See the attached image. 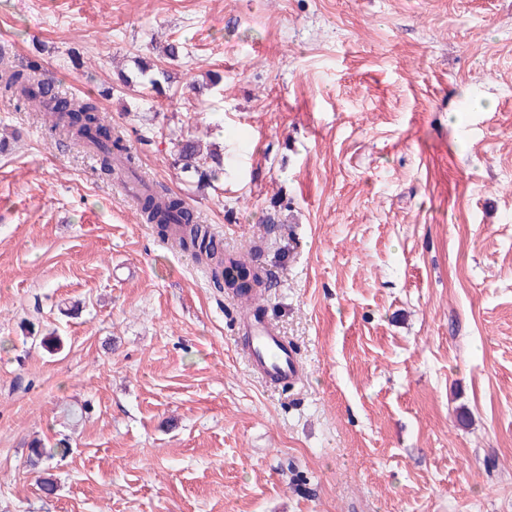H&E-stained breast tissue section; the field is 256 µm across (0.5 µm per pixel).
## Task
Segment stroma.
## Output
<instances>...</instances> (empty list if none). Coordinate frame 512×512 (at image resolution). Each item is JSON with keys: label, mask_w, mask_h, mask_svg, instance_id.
Wrapping results in <instances>:
<instances>
[{"label": "stroma", "mask_w": 512, "mask_h": 512, "mask_svg": "<svg viewBox=\"0 0 512 512\" xmlns=\"http://www.w3.org/2000/svg\"><path fill=\"white\" fill-rule=\"evenodd\" d=\"M165 41L166 93L119 85ZM0 51L270 273L304 368L260 378L232 290L0 96V512H512V0H0ZM209 159L215 164V167H206V159L199 141L190 137H181L177 143V162L180 165L182 173L185 174L197 186L206 187L218 178L219 171L224 170L223 158L221 156L209 155ZM204 160V161H203Z\"/></svg>", "instance_id": "1"}]
</instances>
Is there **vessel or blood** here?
I'll list each match as a JSON object with an SVG mask.
<instances>
[{
	"instance_id": "1",
	"label": "vessel or blood",
	"mask_w": 512,
	"mask_h": 512,
	"mask_svg": "<svg viewBox=\"0 0 512 512\" xmlns=\"http://www.w3.org/2000/svg\"><path fill=\"white\" fill-rule=\"evenodd\" d=\"M248 356L252 367L270 384L292 385L302 368L294 352L267 322L249 321Z\"/></svg>"
}]
</instances>
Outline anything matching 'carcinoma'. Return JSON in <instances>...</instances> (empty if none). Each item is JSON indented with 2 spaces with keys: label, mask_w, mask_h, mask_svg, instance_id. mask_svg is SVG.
<instances>
[{
  "label": "carcinoma",
  "mask_w": 512,
  "mask_h": 512,
  "mask_svg": "<svg viewBox=\"0 0 512 512\" xmlns=\"http://www.w3.org/2000/svg\"><path fill=\"white\" fill-rule=\"evenodd\" d=\"M169 79L167 71L147 62L139 67L136 79L125 77L122 83L127 86L137 82L159 93L162 83ZM0 93L10 96L19 107L31 105L45 111L53 127L95 153L101 174L122 180L133 173L136 157L128 148L125 131L106 124V117L93 96H61L36 62L16 66L6 61L3 54L0 55ZM207 158L214 166H205ZM207 158L199 141L190 137L178 140V165L199 187L216 181L219 171L223 170L220 155ZM136 201L141 222L153 225L161 238L173 241L207 267L214 288L220 292L230 288L237 295L249 298L254 303L255 315L262 314L258 301L263 291L271 287L267 273L237 256L224 253L209 225L198 223L183 198L166 186H147L136 195Z\"/></svg>",
  "instance_id": "1"
}]
</instances>
